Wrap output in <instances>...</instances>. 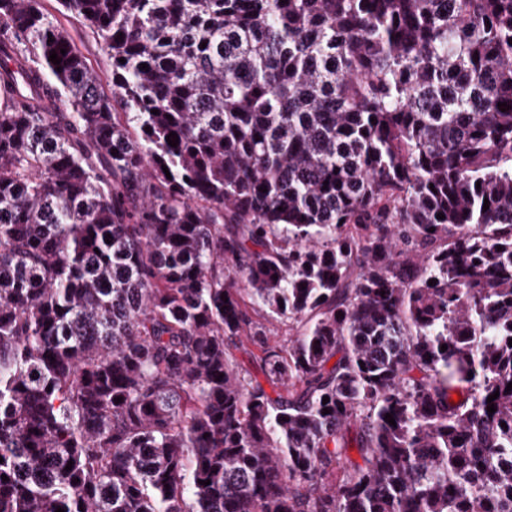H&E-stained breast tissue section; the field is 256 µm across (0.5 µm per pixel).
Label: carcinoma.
<instances>
[{
    "label": "carcinoma",
    "instance_id": "obj_1",
    "mask_svg": "<svg viewBox=\"0 0 512 512\" xmlns=\"http://www.w3.org/2000/svg\"><path fill=\"white\" fill-rule=\"evenodd\" d=\"M58 2L124 111L0 0V512H512V0ZM46 12L56 18L58 24L72 37L78 50L86 57L92 68L100 75L103 85L108 92L112 85L110 60L100 43L86 29L80 18L71 13H62L57 0H41ZM255 311L252 308H249V315L252 316L254 320H260L266 324V326L275 332L276 340L279 342L287 339L288 336H296L301 330V325L296 322H288V321H280L269 319L265 320L261 315L262 312L259 310L257 306H255Z\"/></svg>",
    "mask_w": 512,
    "mask_h": 512
}]
</instances>
